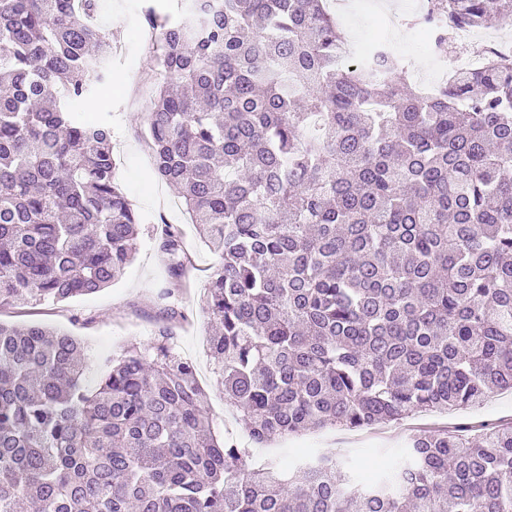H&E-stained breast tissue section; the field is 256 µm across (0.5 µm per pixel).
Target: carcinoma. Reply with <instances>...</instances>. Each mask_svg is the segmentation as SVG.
Masks as SVG:
<instances>
[{"label": "carcinoma", "instance_id": "cac0c4a2", "mask_svg": "<svg viewBox=\"0 0 512 512\" xmlns=\"http://www.w3.org/2000/svg\"><path fill=\"white\" fill-rule=\"evenodd\" d=\"M100 0H0V308L116 282L140 216L112 129L73 111L110 76ZM143 139L222 256L205 285L224 403L268 448L460 412L512 392V56L433 94L378 46L340 58L326 0H177L145 13ZM512 0H428L442 50ZM173 295L192 262L167 225ZM84 346L0 323V512H512V422L413 434L368 484L314 453L283 466L211 430L158 324L84 382Z\"/></svg>", "mask_w": 512, "mask_h": 512}]
</instances>
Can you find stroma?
<instances>
[{
    "label": "stroma",
    "instance_id": "obj_1",
    "mask_svg": "<svg viewBox=\"0 0 512 512\" xmlns=\"http://www.w3.org/2000/svg\"><path fill=\"white\" fill-rule=\"evenodd\" d=\"M149 6L163 13L174 10L176 4L174 0H107V18L120 30L122 47L112 58L109 80L96 86L77 106L87 120L102 121L112 128L117 177L141 217L135 259L119 282L94 295L70 302L34 301L18 308L0 309L1 322H41L68 330L81 340L90 363L85 380L92 386L98 381L96 365L100 360L120 355L128 343H147L153 339L159 296L169 285L167 260L159 249L163 224L182 226L195 278H202L221 264L220 257L202 243L174 192L155 177L148 148L140 136L148 108L137 103L133 78L150 74L154 69L153 49L141 37L142 22L138 17L139 11ZM173 304L179 312L172 321L176 350L196 369L214 434L247 444L244 430L226 410L224 388L206 348L202 288L195 286L180 292ZM509 421L512 392H500L492 394L482 406L465 412L418 413L376 430L309 432L278 441L277 453L285 463L291 462L300 448L339 457L356 455L360 458V472L369 482L390 469L406 439L417 431L439 430L460 423L477 426Z\"/></svg>",
    "mask_w": 512,
    "mask_h": 512
}]
</instances>
